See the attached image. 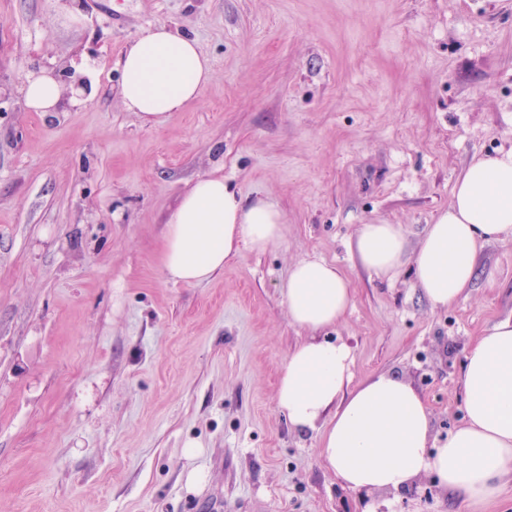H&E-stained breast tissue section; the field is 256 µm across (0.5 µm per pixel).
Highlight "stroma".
I'll return each instance as SVG.
<instances>
[{"label": "stroma", "mask_w": 512, "mask_h": 512, "mask_svg": "<svg viewBox=\"0 0 512 512\" xmlns=\"http://www.w3.org/2000/svg\"><path fill=\"white\" fill-rule=\"evenodd\" d=\"M0 0V512H470L434 475L405 492L345 489L274 404L308 331L280 288L321 257L352 304L332 334L353 379L403 374L445 440L464 357L512 318V239L434 308L409 267L377 278L349 252L365 224L416 249L467 164L512 150V0ZM196 41L214 76L164 125L119 95L143 25ZM91 83L32 112L34 58ZM284 213L199 284L162 269L164 224L199 177Z\"/></svg>", "instance_id": "1"}]
</instances>
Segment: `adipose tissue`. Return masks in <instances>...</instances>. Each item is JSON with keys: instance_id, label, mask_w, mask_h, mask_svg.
Returning <instances> with one entry per match:
<instances>
[{"instance_id": "1", "label": "adipose tissue", "mask_w": 512, "mask_h": 512, "mask_svg": "<svg viewBox=\"0 0 512 512\" xmlns=\"http://www.w3.org/2000/svg\"><path fill=\"white\" fill-rule=\"evenodd\" d=\"M119 94L144 124L157 127L199 98L213 78L197 43L164 24L142 27L120 60ZM285 215L266 199L251 203L224 177L198 178L166 222V278L196 284L223 269L242 246L256 250L284 236ZM512 237V151L472 161L452 200L428 225L418 248L406 250L398 224H365L351 250L380 277L411 264L415 287L432 307H445L470 287L488 240ZM293 324L309 339L292 349L279 377L275 407L292 429L320 433L326 467L355 491H403L426 474L462 495L474 512L512 477V319L477 338L463 366V419L434 444L430 411L397 373L351 383V348L327 335L352 301L348 279L322 259L295 263L281 289Z\"/></svg>"}]
</instances>
